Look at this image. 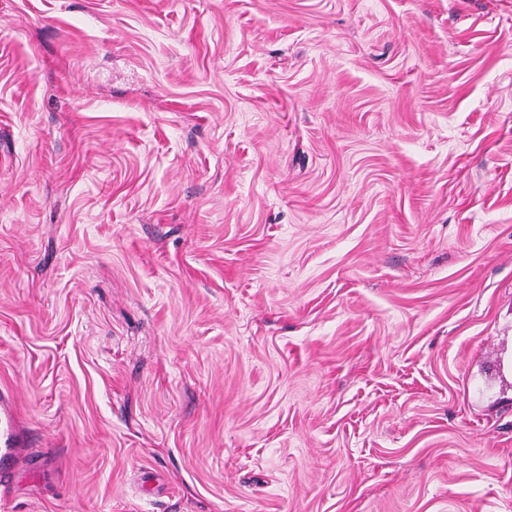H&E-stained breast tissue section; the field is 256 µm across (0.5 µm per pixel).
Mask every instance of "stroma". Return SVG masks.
<instances>
[{"instance_id":"obj_1","label":"stroma","mask_w":512,"mask_h":512,"mask_svg":"<svg viewBox=\"0 0 512 512\" xmlns=\"http://www.w3.org/2000/svg\"><path fill=\"white\" fill-rule=\"evenodd\" d=\"M0 512H512V0H0ZM15 395L0 392V484L7 482L21 471L35 475L34 468L23 453V440L18 429Z\"/></svg>"}]
</instances>
